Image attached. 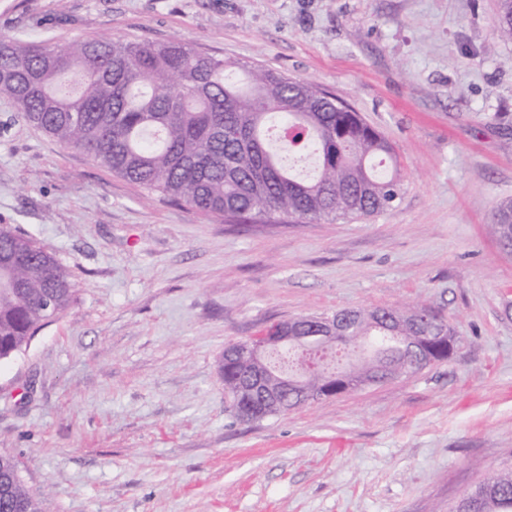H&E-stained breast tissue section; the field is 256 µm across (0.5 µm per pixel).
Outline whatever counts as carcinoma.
Returning a JSON list of instances; mask_svg holds the SVG:
<instances>
[{"instance_id":"cac0c4a2","label":"carcinoma","mask_w":512,"mask_h":512,"mask_svg":"<svg viewBox=\"0 0 512 512\" xmlns=\"http://www.w3.org/2000/svg\"><path fill=\"white\" fill-rule=\"evenodd\" d=\"M499 37L512 41V0H498ZM0 97L27 124L83 151L113 174L190 210L230 219L368 217L399 198L390 143L359 113L308 81L231 63L181 38L74 39L61 53L0 35ZM387 160L382 171L375 161ZM512 234V206L490 224ZM0 360L25 349L44 304L60 315L76 288L29 235L0 224ZM358 310L353 350L373 335ZM0 512H42L18 463L0 454ZM448 512H512V469L491 474Z\"/></svg>"}]
</instances>
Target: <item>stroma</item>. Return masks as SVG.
Listing matches in <instances>:
<instances>
[{
  "label": "stroma",
  "mask_w": 512,
  "mask_h": 512,
  "mask_svg": "<svg viewBox=\"0 0 512 512\" xmlns=\"http://www.w3.org/2000/svg\"><path fill=\"white\" fill-rule=\"evenodd\" d=\"M497 0H0V33L179 37L310 81L382 133L401 195L370 217L253 223L116 176L0 98V224L74 305L0 361V453L42 512H448L512 467V42ZM423 303L448 360L237 420L220 365L266 325Z\"/></svg>",
  "instance_id": "35a3bbf8"
}]
</instances>
